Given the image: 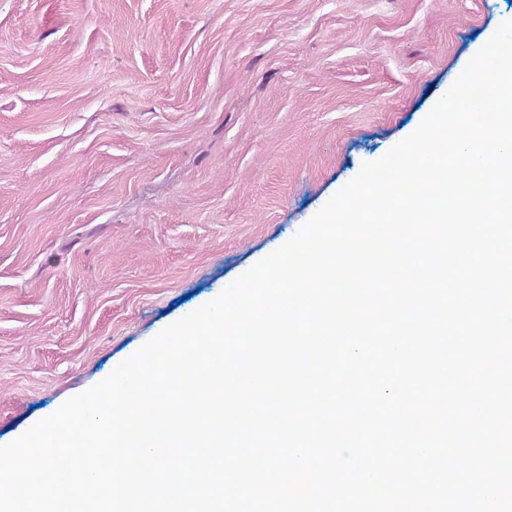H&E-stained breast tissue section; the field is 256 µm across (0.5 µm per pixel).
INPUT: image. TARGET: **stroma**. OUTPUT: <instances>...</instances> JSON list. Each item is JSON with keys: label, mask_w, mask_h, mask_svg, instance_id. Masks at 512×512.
<instances>
[{"label": "stroma", "mask_w": 512, "mask_h": 512, "mask_svg": "<svg viewBox=\"0 0 512 512\" xmlns=\"http://www.w3.org/2000/svg\"><path fill=\"white\" fill-rule=\"evenodd\" d=\"M512 0H0V446L292 239Z\"/></svg>", "instance_id": "obj_1"}]
</instances>
